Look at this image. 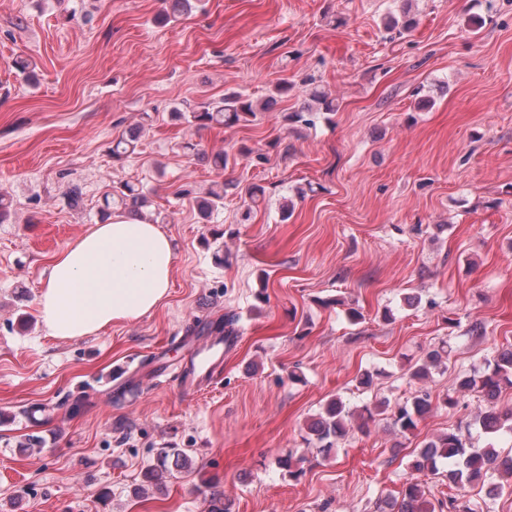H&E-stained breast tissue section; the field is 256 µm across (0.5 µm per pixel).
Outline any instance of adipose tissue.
<instances>
[{"label":"adipose tissue","instance_id":"adipose-tissue-1","mask_svg":"<svg viewBox=\"0 0 512 512\" xmlns=\"http://www.w3.org/2000/svg\"><path fill=\"white\" fill-rule=\"evenodd\" d=\"M175 247L160 225L116 213L59 252L39 296L49 336H94L167 299Z\"/></svg>","mask_w":512,"mask_h":512}]
</instances>
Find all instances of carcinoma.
<instances>
[{"label":"carcinoma","mask_w":512,"mask_h":512,"mask_svg":"<svg viewBox=\"0 0 512 512\" xmlns=\"http://www.w3.org/2000/svg\"><path fill=\"white\" fill-rule=\"evenodd\" d=\"M170 10L164 12L163 20L185 15L196 8L192 0H166ZM417 20L406 7L400 14L390 12L386 16V25L396 29L401 34H407L416 26ZM316 79L312 76L301 80L307 87V95L315 106H304L293 112L283 115L287 123H300L306 121V116L313 112L330 114L336 111V102L315 85ZM295 84L284 82L275 87V94L268 96L261 104L237 91L224 94L219 99H209L200 103L189 112H177L175 117L185 121L197 129L211 126H232L255 112H268L275 106L276 96L286 95L293 90ZM136 133L121 135L112 141V157L122 159L135 152ZM224 180H215L210 187L199 197L197 207L200 218L207 222L211 215L224 206ZM151 206L149 192L143 186L124 182L112 187V192L104 197V205L100 213L106 215L116 209L126 212L134 217L157 219L148 215L145 209ZM238 317L226 315L224 319L211 324V334H224L226 336L238 335ZM449 356L444 347L433 349L426 354L423 361L415 365L410 377L416 380H426L432 371L446 366L443 357ZM512 389V349L498 352L496 355L484 358L479 368L461 369L456 375V392L465 394L480 392L486 401L485 410L465 423L448 429L436 439L426 443L412 462L410 469L417 473L435 475L440 467L445 466L444 477L448 479V488L459 489L477 484L486 490V496L496 498L501 495L505 485L498 481V474L504 472L512 477V455L500 456L496 442L507 436L512 439V408L501 410L497 407L496 398L506 389ZM432 407L430 392L421 387L412 396L395 405L383 401L374 408L363 407L360 413L336 398L327 403L321 413L311 419L307 424L309 441L318 445L319 451L327 454L340 441L344 440L351 428L352 420L356 417L367 422L374 417V412H390L391 424L401 433L412 431L418 421L422 419ZM478 430L479 435L485 437L486 445L475 448L471 444L472 430ZM192 450L183 448H162L157 452L156 462L148 467L142 475V484L134 490L138 495L144 491V484H152L165 478L173 470H189L192 468ZM376 512H435L434 505L424 497V491L418 478H411L406 484L402 502L396 504L391 501L379 499L376 502Z\"/></svg>","instance_id":"1"}]
</instances>
